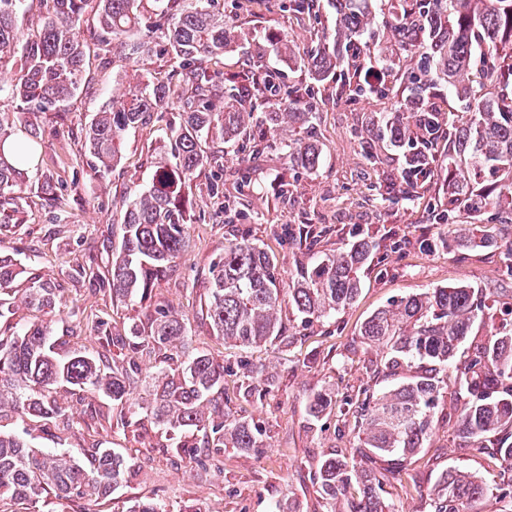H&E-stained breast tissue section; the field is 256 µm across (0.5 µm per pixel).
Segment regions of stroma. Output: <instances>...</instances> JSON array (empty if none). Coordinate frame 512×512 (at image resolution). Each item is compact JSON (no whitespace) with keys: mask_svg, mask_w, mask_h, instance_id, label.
I'll use <instances>...</instances> for the list:
<instances>
[{"mask_svg":"<svg viewBox=\"0 0 512 512\" xmlns=\"http://www.w3.org/2000/svg\"><path fill=\"white\" fill-rule=\"evenodd\" d=\"M213 6L219 12L233 9L232 0H214ZM96 9L95 0H89L79 22L87 43L85 81L63 111L39 113L38 122L45 131L43 162L27 170L26 221L0 241L1 248L61 285L66 306L53 327L69 344L87 347L93 339L82 314L85 307L104 312L116 333L145 323V310L113 301L106 293L91 296L84 285L70 282L66 273L78 265L106 272L109 246L120 230L114 221L120 195L147 187L158 152L171 149L166 122L154 119L124 134L121 160L111 171L103 173L93 167L85 146V126L95 112L128 91L130 76L146 75L166 63L162 57L143 62L119 59L102 67L93 37ZM236 12L239 22L255 30L259 39L225 56L228 71L245 67L257 53L268 52L267 36L290 35L303 45L321 26L332 23L328 13L316 22L297 23L273 8L270 0H247ZM390 106L387 100L340 104L334 90L324 91L312 120L311 133L322 150L321 163L313 171L297 167L278 149L245 166L236 146H226L220 175H213L207 167L198 172L188 204L194 216L188 226L189 248L153 290V304L188 318L196 347L221 362L232 363L244 356L265 367L272 387L262 400L237 397L241 375L224 381L233 396L231 412L258 423L264 452L227 449L224 476L216 480L205 476L190 457L167 453L164 435L141 414L133 417L131 430L100 435L105 446L117 449L131 462L130 482L109 500L73 501L74 512H126L135 501L149 498L165 503L167 512H182L187 506L203 512H271L275 504L290 498L299 502L300 512H317L318 494L307 466L325 454L352 448L354 437L337 435L336 415L326 416L321 423L310 422L306 404L320 390L332 389L341 397L374 384L373 369L382 353L362 342L361 324L393 300L460 282L493 292L502 313L512 312V277L505 275L499 251L470 248L460 236L464 230L476 233V225L463 230L456 224H431L424 217L425 200L390 198L387 186L402 166L401 154L382 148L380 161L374 164L360 147L365 114L384 112ZM49 172L55 180L52 192L45 193L41 186ZM282 173L290 182L284 198L274 191V182ZM214 181L219 184L215 193L210 190ZM226 199L233 204L228 215L221 211ZM291 224L333 226V233L319 245L325 253L346 247L352 234L363 230L386 253L387 261L365 272L360 295L337 314L335 322L306 324L286 307L281 318L292 344H267L245 351L225 345L212 336L198 314L211 266L223 257L229 240L244 237L275 256L282 277L294 276L310 257L289 245L283 230ZM391 231L406 239V252H391L387 237ZM451 466L476 473L490 487L499 481L498 458L456 448L447 432L439 429L401 473L400 482L411 485L413 491L408 496H390L395 512H424L428 489Z\"/></svg>","mask_w":512,"mask_h":512,"instance_id":"obj_1","label":"stroma"}]
</instances>
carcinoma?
<instances>
[{"label":"carcinoma","mask_w":512,"mask_h":512,"mask_svg":"<svg viewBox=\"0 0 512 512\" xmlns=\"http://www.w3.org/2000/svg\"><path fill=\"white\" fill-rule=\"evenodd\" d=\"M26 0H0V68L16 64L13 77L0 82L5 96L27 110L30 105L64 106L80 90L84 42L77 30L89 0H38L43 23L38 38L20 43L18 15ZM97 0V38L104 65L116 54L142 60L153 41L139 36L148 24L177 66L164 77L136 83L112 107L95 113L85 128V143L99 167H114L121 136L143 126L178 103L169 120L175 164L162 158L151 186L122 197L121 238L112 248L111 269L96 276V291L115 300L144 304L172 263L186 251L188 201L195 173L221 159L222 145L242 142L250 156L272 150L268 128L288 125L296 137L283 149L296 165L319 166L321 150L309 137L315 90L328 82L336 102L354 103L378 93L394 99L393 111L375 112L363 141L369 159H378L375 143L409 145L398 175V193L415 199L435 178L438 193L425 206L432 224H512V0H278L277 8L298 21L319 18L323 3L336 11L333 32H322L309 47L277 37L272 55L302 61L308 81L281 92L266 62L241 76L224 77V53L252 37L234 17L211 10L213 0ZM384 7L386 28L396 47L397 67L383 91L364 82L370 52L366 36L376 6ZM422 51L421 73L400 69V60ZM448 94L474 103L455 119ZM42 130L25 120L6 126L0 118V235L24 223L20 204L26 170L39 165ZM288 241L309 253L330 234L317 224L288 225ZM383 266L386 255L366 238L349 248L325 253L284 280L276 258L247 239L224 246L214 263L201 302L213 335L233 346L291 341L279 313L288 305L303 321L330 320L358 297L371 256ZM27 283L24 303L46 319L26 327L11 325L15 282ZM62 288L43 279L9 253L0 254V506L36 504L53 495L59 505L76 497L106 500L130 477L128 460L94 440L81 449L83 459L38 448L33 440L3 431L4 424L26 418L64 434L74 427L94 436L113 428L111 412L87 404V419L74 420L59 390L90 391L135 413L149 414L171 440V450L190 445L182 434H196L193 456L213 479L224 474L226 448L250 452L261 447L257 425L224 411V373L230 367L192 346L184 318L155 307L148 329L132 326L112 335L107 319L93 314L97 332L91 349H68L55 334L52 317L62 305ZM495 296L461 282L404 297L375 311L360 328L367 344L379 348L374 373L391 384L365 387L344 399L343 426L356 432L351 454L329 453L310 465L321 512H393L387 485L424 448L437 425L448 429L457 448L487 451L503 469L496 490L475 474L450 466L436 478L427 512H482L491 494L512 499V321H494ZM159 364L142 367L145 353ZM246 382L239 396L261 395L263 369L242 361ZM333 394L313 393L307 404L311 421L332 407Z\"/></svg>","instance_id":"cac0c4a2"}]
</instances>
